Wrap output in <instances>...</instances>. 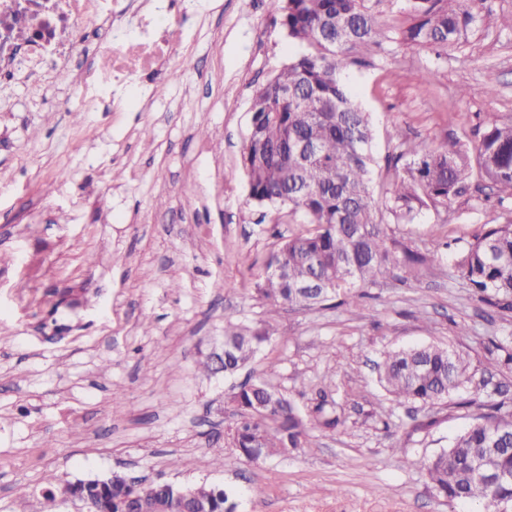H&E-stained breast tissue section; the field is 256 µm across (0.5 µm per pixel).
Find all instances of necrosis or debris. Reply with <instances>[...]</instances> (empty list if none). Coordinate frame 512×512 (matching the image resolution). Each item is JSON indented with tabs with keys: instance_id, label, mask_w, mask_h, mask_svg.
<instances>
[{
	"instance_id": "obj_1",
	"label": "necrosis or debris",
	"mask_w": 512,
	"mask_h": 512,
	"mask_svg": "<svg viewBox=\"0 0 512 512\" xmlns=\"http://www.w3.org/2000/svg\"><path fill=\"white\" fill-rule=\"evenodd\" d=\"M112 0H0V72L18 81L65 82L66 95L90 108L114 80L159 70L170 34L124 46L113 42ZM96 19L92 33L86 20Z\"/></svg>"
}]
</instances>
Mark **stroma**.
Instances as JSON below:
<instances>
[{
  "instance_id": "35a3bbf8",
  "label": "stroma",
  "mask_w": 512,
  "mask_h": 512,
  "mask_svg": "<svg viewBox=\"0 0 512 512\" xmlns=\"http://www.w3.org/2000/svg\"><path fill=\"white\" fill-rule=\"evenodd\" d=\"M121 2L120 40L177 30L162 77L113 85L108 112L40 102L18 84L14 111L0 112V512H42L48 472L202 482L236 512H472L437 497L419 461L474 422L471 391L496 403L503 389L512 401V312L480 302L456 265L512 222V199H486L476 178L447 213L400 222L385 159L393 128L470 148L512 115V0H484L489 26L446 56L391 42L344 75L372 116L384 220L428 267L366 297L350 291L336 308L285 307L270 324L257 264L273 227H300L254 205L241 156L254 90L297 51L281 0ZM427 69L433 80L419 81ZM230 321L267 327L270 339L245 370L201 374ZM425 343L462 356L470 386L432 406L394 403L376 380L381 352ZM250 375L304 411L327 394L340 424L311 429L288 455L246 461L226 432L230 394Z\"/></svg>"
}]
</instances>
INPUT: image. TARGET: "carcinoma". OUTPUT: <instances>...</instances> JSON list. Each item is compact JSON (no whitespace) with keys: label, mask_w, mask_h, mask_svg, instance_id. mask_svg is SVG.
Segmentation results:
<instances>
[{"label":"carcinoma","mask_w":512,"mask_h":512,"mask_svg":"<svg viewBox=\"0 0 512 512\" xmlns=\"http://www.w3.org/2000/svg\"><path fill=\"white\" fill-rule=\"evenodd\" d=\"M479 0H407L404 19L388 31L367 0H282L280 24L302 51L255 91L253 135L242 154L249 196L259 207H285L314 231L285 235L264 260L257 291L267 300V320L285 306H324L352 288L377 285L426 258L403 246L382 223L370 186L376 158L370 116L352 99L341 73L370 64L392 38L440 56L464 43L483 24ZM398 152L388 158L395 178L391 211L412 221L422 208H448L473 173L500 199L512 198V116L490 122L479 143L428 146L393 131ZM457 267L481 300L512 312V224H499L460 251ZM316 282V291L303 285ZM267 333L243 324L224 326V373L248 364ZM379 382L398 404H433L469 382L467 366L447 347L428 343L388 350L377 363ZM235 421L229 445L259 463L304 447L308 424L340 423L323 399L304 414L259 378L230 397ZM482 463L478 471L476 463ZM433 489L450 502L512 509V411L480 416L440 453L419 461ZM205 512H234L221 488L194 487ZM84 512H179L178 488L146 492L115 474L79 490Z\"/></svg>","instance_id":"1"}]
</instances>
